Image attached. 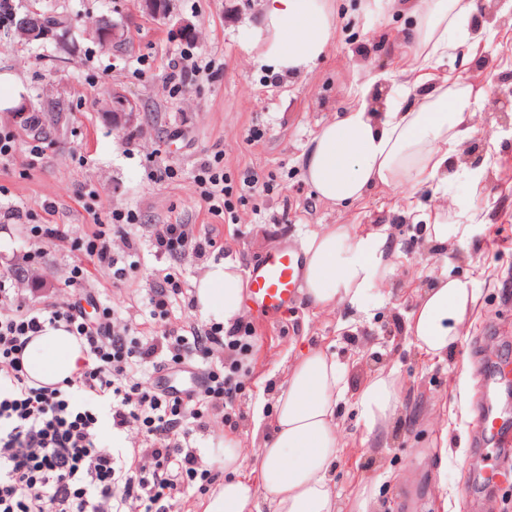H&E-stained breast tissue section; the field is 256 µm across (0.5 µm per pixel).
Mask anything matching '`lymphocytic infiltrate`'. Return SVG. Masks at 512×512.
<instances>
[{"label": "lymphocytic infiltrate", "instance_id": "f902f5d3", "mask_svg": "<svg viewBox=\"0 0 512 512\" xmlns=\"http://www.w3.org/2000/svg\"><path fill=\"white\" fill-rule=\"evenodd\" d=\"M156 254L178 257L212 251L211 236L190 224H157ZM38 282L33 270L0 276V512H172L196 480L212 481L193 444L211 417L236 428L235 404L253 352V329L244 321L228 328L164 329L133 342L118 318L84 320L80 301L55 300L34 311L15 288ZM63 323L84 342L85 369L67 388L31 380L22 363L32 336ZM197 355L205 364L202 390L168 389L155 373ZM222 369L214 371L212 359ZM86 395L109 401L113 429L143 436L129 454L99 437V418Z\"/></svg>", "mask_w": 512, "mask_h": 512}]
</instances>
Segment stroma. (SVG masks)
<instances>
[{"label":"stroma","instance_id":"obj_1","mask_svg":"<svg viewBox=\"0 0 512 512\" xmlns=\"http://www.w3.org/2000/svg\"><path fill=\"white\" fill-rule=\"evenodd\" d=\"M357 3L336 0L335 36L324 59L288 77L256 61L262 0H168L165 18L148 13L142 0H10L17 13L35 6L67 16L71 36L64 45L29 44L0 26V135L12 139L10 154L0 158V272L24 263L41 274V285L24 289L34 309L92 289L89 318L116 314L139 339L155 323L145 298L162 270L191 289L213 260L156 257L154 225H194L243 268L326 224L387 225L395 273L366 312L345 305L319 311L301 297L267 323L245 313L256 345L246 395L236 405V432L252 444L254 409L271 403L289 360L299 347L324 348L347 370L343 449L334 465L342 512L367 479L381 484L382 512H512V447L484 445L478 421L482 365L512 359V0H500L494 17L478 13L491 28L488 41L438 67L488 95L473 123L495 126L498 139L475 135L459 148L461 161L486 166V175L479 187L462 182L445 195L421 189L411 215L387 188L337 207L316 198L305 178V151L353 85L396 72L401 56L412 52L402 39L408 15L366 17ZM102 21L120 29L112 46L95 38ZM187 48L202 52L209 75L170 93L167 78ZM116 90L138 107L121 121L110 112ZM23 97L37 125L14 119ZM210 172L225 185L214 208L198 192ZM247 177L255 180L249 189ZM461 195L483 225L465 244L433 249L422 215ZM13 210L20 218H10ZM121 235L133 250L100 270L92 254L99 237ZM445 270L472 278L479 306L457 350L437 360L413 346L405 321L418 290ZM381 368L399 376L403 406L385 443L377 444L358 423L354 402L359 385ZM465 376L472 397L464 414L457 403ZM445 442L463 454L449 457L443 494L433 473ZM489 465L498 473L491 484L483 480Z\"/></svg>","mask_w":512,"mask_h":512}]
</instances>
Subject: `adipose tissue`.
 Instances as JSON below:
<instances>
[{"instance_id":"obj_1","label":"adipose tissue","mask_w":512,"mask_h":512,"mask_svg":"<svg viewBox=\"0 0 512 512\" xmlns=\"http://www.w3.org/2000/svg\"><path fill=\"white\" fill-rule=\"evenodd\" d=\"M394 6L412 24L404 38L413 54L401 80L356 86L341 114L325 122L304 160L317 198L349 206L366 191L384 186L407 196L430 186L447 190L458 180L479 185L482 167H466L461 143L474 135L469 119L478 100L460 79H435L437 62L463 46L487 38L472 24L476 0H361L371 15ZM336 29L333 0H264L255 44L258 62L291 76L309 71L327 53ZM480 224L467 199L454 209L436 208L427 237L434 243H464ZM385 227L361 229L329 224L299 242L302 288L307 301L326 310L348 304L365 311L379 286L394 273ZM247 281L230 260L210 263L197 280L194 306L207 323L227 327L243 314ZM478 305L471 280L444 272L416 297L406 332L428 358L455 350ZM85 362L79 337L65 326H44L23 353L28 375L40 384L73 379ZM346 392L345 374L333 355L300 349L286 370L272 405L273 432L256 450L255 473H244L241 439L225 435L224 479L202 504V512H341L333 465L341 452L338 420ZM402 387L393 370L379 369L359 388L357 418L368 435L386 436L398 416Z\"/></svg>"}]
</instances>
